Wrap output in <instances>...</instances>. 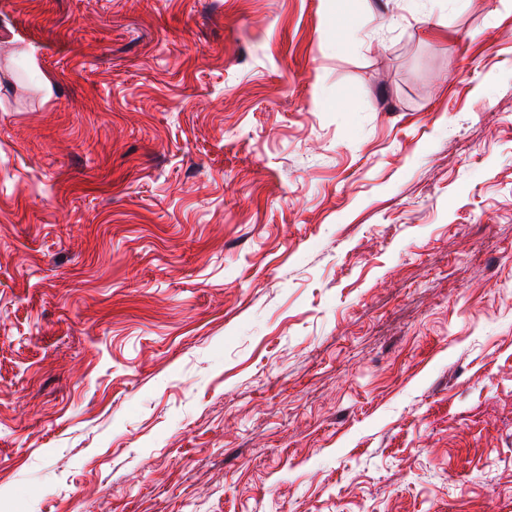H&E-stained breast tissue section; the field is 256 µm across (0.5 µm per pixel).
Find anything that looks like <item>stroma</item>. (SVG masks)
Wrapping results in <instances>:
<instances>
[{
    "mask_svg": "<svg viewBox=\"0 0 512 512\" xmlns=\"http://www.w3.org/2000/svg\"><path fill=\"white\" fill-rule=\"evenodd\" d=\"M0 512H512V0H0Z\"/></svg>",
    "mask_w": 512,
    "mask_h": 512,
    "instance_id": "obj_1",
    "label": "stroma"
}]
</instances>
